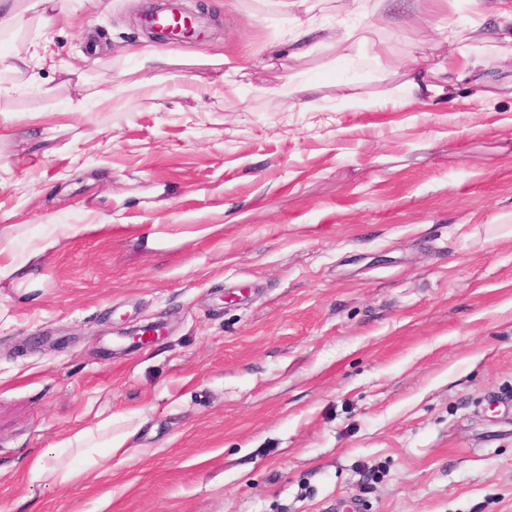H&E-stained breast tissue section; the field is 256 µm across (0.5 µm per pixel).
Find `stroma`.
Segmentation results:
<instances>
[{
	"label": "stroma",
	"instance_id": "obj_1",
	"mask_svg": "<svg viewBox=\"0 0 512 512\" xmlns=\"http://www.w3.org/2000/svg\"><path fill=\"white\" fill-rule=\"evenodd\" d=\"M151 2L0 28V247L108 227L0 280V512H512V0H204L148 70ZM461 48L409 104L413 58ZM118 414L110 469L30 472ZM320 27L314 22L298 27L288 40V53L296 55L306 50L308 44L317 39Z\"/></svg>",
	"mask_w": 512,
	"mask_h": 512
}]
</instances>
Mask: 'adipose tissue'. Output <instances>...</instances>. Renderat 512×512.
<instances>
[{"instance_id": "adipose-tissue-1", "label": "adipose tissue", "mask_w": 512, "mask_h": 512, "mask_svg": "<svg viewBox=\"0 0 512 512\" xmlns=\"http://www.w3.org/2000/svg\"><path fill=\"white\" fill-rule=\"evenodd\" d=\"M134 434L131 428L113 431L108 420L94 428L77 430L57 441L58 453L53 462L39 458L33 461L32 469L53 484L74 483L99 463L125 455Z\"/></svg>"}]
</instances>
